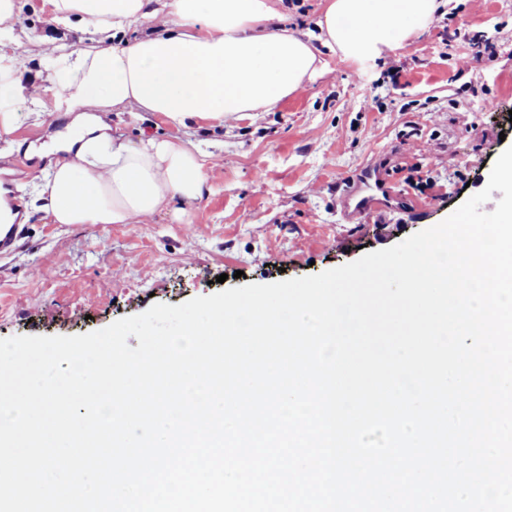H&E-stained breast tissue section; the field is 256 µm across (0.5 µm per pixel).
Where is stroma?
Wrapping results in <instances>:
<instances>
[{
    "instance_id": "1",
    "label": "stroma",
    "mask_w": 512,
    "mask_h": 512,
    "mask_svg": "<svg viewBox=\"0 0 512 512\" xmlns=\"http://www.w3.org/2000/svg\"><path fill=\"white\" fill-rule=\"evenodd\" d=\"M15 3L0 52L19 55L33 81L47 77L58 45H88V34L52 22L44 0ZM325 6L276 4L282 25L307 40L318 36ZM31 32L44 43L28 44ZM318 56L323 68L302 92L221 129L174 128L134 109L103 113L132 143L178 137L205 159L202 198L174 201L138 224L53 223L31 177L54 163L41 147L73 116L20 111L15 132L0 138V173L26 207L28 232L0 257V339L85 334L157 303L350 263L442 222L485 188L512 146V0H444L435 23L373 66L324 47ZM370 163L381 165L400 205L345 223L336 190Z\"/></svg>"
}]
</instances>
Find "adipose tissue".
Here are the masks:
<instances>
[{
  "label": "adipose tissue",
  "instance_id": "obj_1",
  "mask_svg": "<svg viewBox=\"0 0 512 512\" xmlns=\"http://www.w3.org/2000/svg\"><path fill=\"white\" fill-rule=\"evenodd\" d=\"M57 26L95 39L63 53L49 86L24 83L20 65L0 70V134L16 128L19 109L43 106L48 90L74 112L77 133L63 159L40 178L56 224H137L174 200L201 196L203 162L176 139L132 144L110 134L100 113L154 112L174 126H214L267 111L303 90L319 70L318 46L344 62L374 63L432 22L439 0H327L319 45L278 24L273 0H48ZM144 20L162 30L131 40Z\"/></svg>",
  "mask_w": 512,
  "mask_h": 512
}]
</instances>
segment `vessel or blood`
Here are the masks:
<instances>
[{"label":"vessel or blood","instance_id":"1","mask_svg":"<svg viewBox=\"0 0 512 512\" xmlns=\"http://www.w3.org/2000/svg\"><path fill=\"white\" fill-rule=\"evenodd\" d=\"M394 199L395 194L379 168L369 164L347 179L338 203L343 219L353 222L373 208L391 206ZM23 232L24 227L20 224L0 225V256L11 254L16 249Z\"/></svg>","mask_w":512,"mask_h":512}]
</instances>
